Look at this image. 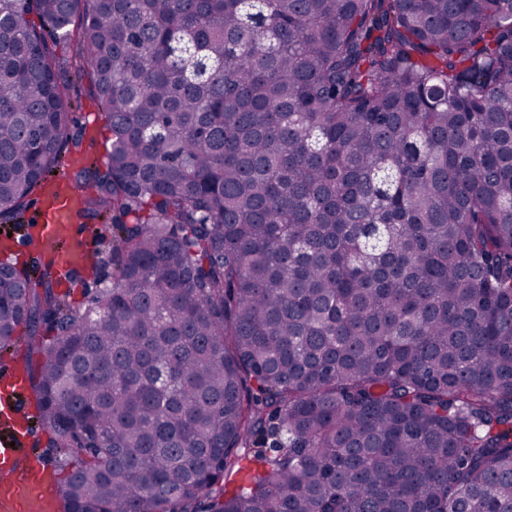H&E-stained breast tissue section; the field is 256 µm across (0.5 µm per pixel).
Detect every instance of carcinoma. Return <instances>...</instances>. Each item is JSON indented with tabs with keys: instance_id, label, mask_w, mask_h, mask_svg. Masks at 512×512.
Returning a JSON list of instances; mask_svg holds the SVG:
<instances>
[{
	"instance_id": "cac0c4a2",
	"label": "carcinoma",
	"mask_w": 512,
	"mask_h": 512,
	"mask_svg": "<svg viewBox=\"0 0 512 512\" xmlns=\"http://www.w3.org/2000/svg\"><path fill=\"white\" fill-rule=\"evenodd\" d=\"M68 71L105 272L0 260L57 512H512V0H0V224ZM89 82L90 79L88 77L82 79L73 78L69 91L72 100L78 106L73 114L78 127L77 131L81 128L84 129L82 139L83 154L75 155L74 157L66 154L62 164L55 169L57 173L65 170L70 183L74 187L72 172L76 168L86 162L97 161L98 163H103L105 161L104 143L109 135L103 112L88 95ZM75 160H78L80 164L75 165Z\"/></svg>"
}]
</instances>
